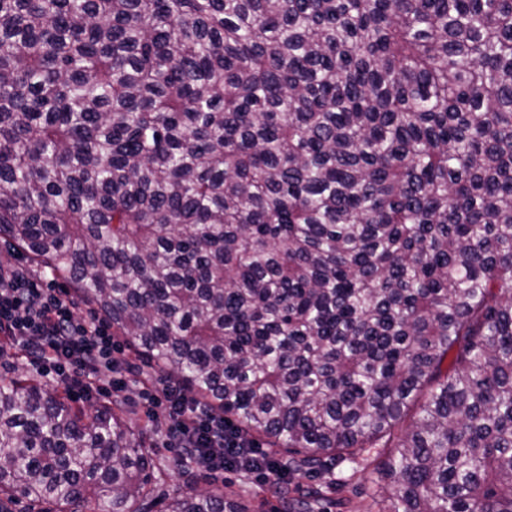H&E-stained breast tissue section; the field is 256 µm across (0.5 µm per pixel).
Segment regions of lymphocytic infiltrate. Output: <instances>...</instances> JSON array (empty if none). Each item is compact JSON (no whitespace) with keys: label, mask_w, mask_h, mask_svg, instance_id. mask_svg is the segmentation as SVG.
I'll return each instance as SVG.
<instances>
[{"label":"lymphocytic infiltrate","mask_w":512,"mask_h":512,"mask_svg":"<svg viewBox=\"0 0 512 512\" xmlns=\"http://www.w3.org/2000/svg\"><path fill=\"white\" fill-rule=\"evenodd\" d=\"M68 293L36 287L28 274L15 266H0V356L9 343L22 344L36 361L48 363L69 379L73 399L122 390L125 378L138 375L136 363L119 357L120 347L110 326L76 313ZM167 410L157 420L170 440L190 451L193 461L215 469L239 449H250L247 437L225 426L222 417L196 403L177 384L158 390Z\"/></svg>","instance_id":"lymphocytic-infiltrate-1"}]
</instances>
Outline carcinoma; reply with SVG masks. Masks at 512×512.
Here are the masks:
<instances>
[{
    "mask_svg": "<svg viewBox=\"0 0 512 512\" xmlns=\"http://www.w3.org/2000/svg\"><path fill=\"white\" fill-rule=\"evenodd\" d=\"M0 238L285 473L512 512V0H0ZM154 468L0 381V512H151Z\"/></svg>",
    "mask_w": 512,
    "mask_h": 512,
    "instance_id": "1",
    "label": "carcinoma"
}]
</instances>
